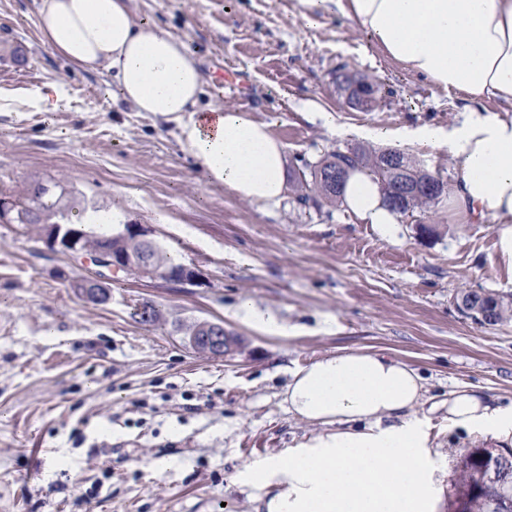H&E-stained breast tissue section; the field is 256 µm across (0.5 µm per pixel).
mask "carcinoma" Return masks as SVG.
<instances>
[{"instance_id": "obj_1", "label": "carcinoma", "mask_w": 512, "mask_h": 512, "mask_svg": "<svg viewBox=\"0 0 512 512\" xmlns=\"http://www.w3.org/2000/svg\"><path fill=\"white\" fill-rule=\"evenodd\" d=\"M336 84L339 90L346 92L356 84H369L374 88L372 106H377L383 99V88L368 76L352 71L343 66L336 71ZM300 165L293 171L295 201L305 209H314L318 213L331 217L332 212L324 207L335 206L341 201L345 182H329V170L336 165L344 167V172L356 166H362L377 179L384 194L389 199L391 192L397 190L399 182L418 184L424 180L434 179L433 174L419 168L399 149L384 151H366L349 148L345 151L333 150L318 160L306 157L298 159ZM433 192L418 191L402 199V203L392 207L399 215L422 212L439 203L446 193V184L439 179ZM10 199L11 207L6 211L8 224H70L86 232L81 238L82 246L89 250L97 249L112 235L115 226L112 217L94 204H88L76 191L60 184L52 186L37 182L30 186L24 199H17L0 191V199ZM122 249L140 258L151 260L153 264L170 270H180L182 266L168 262L161 248L154 244L145 247L134 238L123 242ZM462 301L461 310L471 313L475 305L494 302L493 324H498L509 311V304L500 297L489 293L464 292L456 297ZM486 448H472L461 460L459 474L455 483L456 496L467 497L465 512H488V501L497 494V482L487 479L482 471L481 461Z\"/></svg>"}]
</instances>
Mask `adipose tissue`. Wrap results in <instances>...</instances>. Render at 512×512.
<instances>
[{"mask_svg":"<svg viewBox=\"0 0 512 512\" xmlns=\"http://www.w3.org/2000/svg\"><path fill=\"white\" fill-rule=\"evenodd\" d=\"M302 2L334 5L385 56L480 103L448 130L415 135L455 160V208L470 223H493L496 257L512 269V114L486 105L512 103V0ZM38 18L45 44L68 64L112 76L136 111L175 123L182 152L209 183L256 204L281 200L284 143L249 113L199 109L200 65L183 39L136 23L127 0H43ZM343 201L382 231L398 221L368 171L349 173ZM286 394L289 413L322 431L231 477L253 491L256 512H438L447 464L416 414L424 395L415 369L379 353L339 352L293 370ZM448 423L512 442V404L467 388L449 391Z\"/></svg>","mask_w":512,"mask_h":512,"instance_id":"adipose-tissue-1","label":"adipose tissue"}]
</instances>
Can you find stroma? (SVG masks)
Wrapping results in <instances>:
<instances>
[{
  "label": "stroma",
  "instance_id": "obj_1",
  "mask_svg": "<svg viewBox=\"0 0 512 512\" xmlns=\"http://www.w3.org/2000/svg\"><path fill=\"white\" fill-rule=\"evenodd\" d=\"M42 0H0V189L24 195L56 180L88 202L150 225L194 284L121 274L96 304L70 283L94 266L49 253L42 227L0 224V512H255L230 477L255 455H277L317 433L283 402L292 370L336 351L387 355L416 369L418 408L448 463L440 512H451L468 449L496 442L448 426V393L472 386L512 404V316L485 325L463 313V291L512 303V269L495 258L491 224H468L451 197L400 216L389 235L343 208L300 209L294 189L264 207L207 183L176 127L138 112L109 76L71 67L43 42ZM136 23L183 38L204 82L200 108H233L269 124L287 165L358 146L340 127L395 132L373 150H405L455 185L446 151L404 130L442 129L471 111L386 57L336 11L307 23L301 0H129ZM237 67L242 88L224 89ZM386 91L371 112L349 108L340 66ZM56 90L48 110L39 93ZM273 314L267 331L238 313ZM149 302L160 317L139 321ZM220 322L224 356L192 349L194 325Z\"/></svg>",
  "mask_w": 512,
  "mask_h": 512
}]
</instances>
